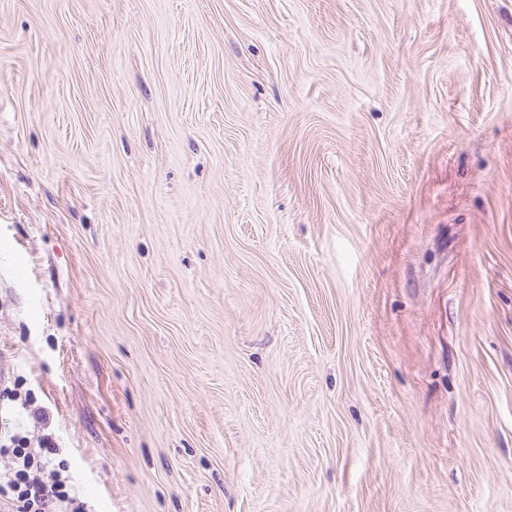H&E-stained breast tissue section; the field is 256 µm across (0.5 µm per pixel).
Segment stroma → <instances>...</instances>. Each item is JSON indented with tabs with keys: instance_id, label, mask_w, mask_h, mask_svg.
<instances>
[{
	"instance_id": "1",
	"label": "stroma",
	"mask_w": 512,
	"mask_h": 512,
	"mask_svg": "<svg viewBox=\"0 0 512 512\" xmlns=\"http://www.w3.org/2000/svg\"><path fill=\"white\" fill-rule=\"evenodd\" d=\"M86 512H512V0H0V441Z\"/></svg>"
}]
</instances>
